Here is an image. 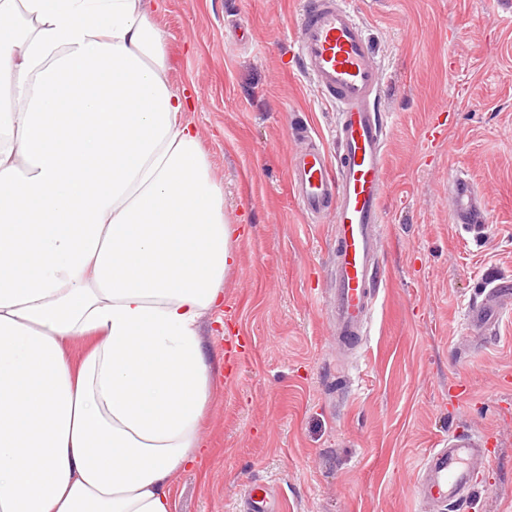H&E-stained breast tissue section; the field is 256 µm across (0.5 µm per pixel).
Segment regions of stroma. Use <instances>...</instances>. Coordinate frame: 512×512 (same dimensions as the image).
Listing matches in <instances>:
<instances>
[{
  "label": "stroma",
  "mask_w": 512,
  "mask_h": 512,
  "mask_svg": "<svg viewBox=\"0 0 512 512\" xmlns=\"http://www.w3.org/2000/svg\"><path fill=\"white\" fill-rule=\"evenodd\" d=\"M346 2L382 65L386 125L387 286L353 356L320 301L336 223L307 221L289 183L297 152L332 151L336 119L299 70L297 0H143L240 235L230 323L202 325L211 451L175 480V512H240L253 482L279 512H422L418 458L452 430L484 434L495 457L472 474L470 512H512V309L490 339L465 319L488 278L512 280V0ZM295 114L311 138L291 135ZM458 171L485 199L478 240L451 219ZM228 335L242 344L231 369Z\"/></svg>",
  "instance_id": "obj_1"
}]
</instances>
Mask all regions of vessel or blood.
<instances>
[{"label": "vessel or blood", "mask_w": 512, "mask_h": 512, "mask_svg": "<svg viewBox=\"0 0 512 512\" xmlns=\"http://www.w3.org/2000/svg\"><path fill=\"white\" fill-rule=\"evenodd\" d=\"M296 53L303 73L338 112L331 138L335 157L311 149L290 165L293 195L309 217L331 214L336 223L329 307L341 343L360 346L382 284L379 275L381 204L385 192V130L377 107L383 91L380 65L363 25L337 0H299ZM452 221L476 236L487 228V212L466 173L448 184ZM479 437L440 440L423 456L414 487L428 505L455 508L472 495L471 467L488 463ZM243 512H275L273 491L246 486Z\"/></svg>", "instance_id": "vessel-or-blood-1"}]
</instances>
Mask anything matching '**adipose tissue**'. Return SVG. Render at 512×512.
I'll return each instance as SVG.
<instances>
[{
    "mask_svg": "<svg viewBox=\"0 0 512 512\" xmlns=\"http://www.w3.org/2000/svg\"><path fill=\"white\" fill-rule=\"evenodd\" d=\"M166 71L142 0H0V512H174L208 454L236 229Z\"/></svg>",
    "mask_w": 512,
    "mask_h": 512,
    "instance_id": "1",
    "label": "adipose tissue"
}]
</instances>
